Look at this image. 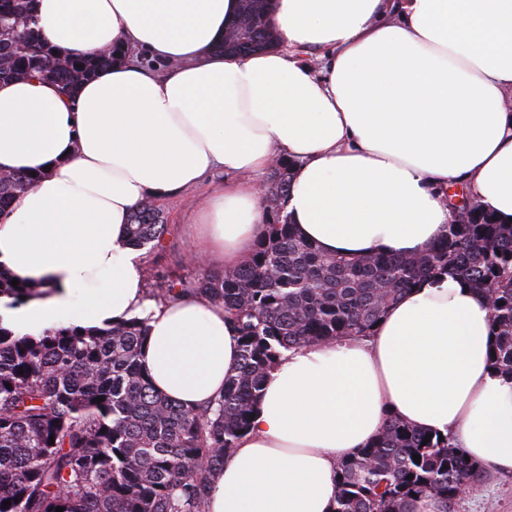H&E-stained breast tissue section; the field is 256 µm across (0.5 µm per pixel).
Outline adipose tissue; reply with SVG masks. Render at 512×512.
<instances>
[{"instance_id":"obj_1","label":"adipose tissue","mask_w":512,"mask_h":512,"mask_svg":"<svg viewBox=\"0 0 512 512\" xmlns=\"http://www.w3.org/2000/svg\"><path fill=\"white\" fill-rule=\"evenodd\" d=\"M238 7L38 0L33 25L60 53L118 58L70 95L0 82V173L40 176L0 222V267L39 290L9 317L25 331L146 318L141 361L187 409L223 392L238 338L222 306L146 300L128 234L144 202L218 179L193 244L228 269L268 233L259 179L281 156L296 162L288 219L328 255L420 251L446 231L452 185L512 222V0H270L276 44L229 56ZM491 344L487 296L446 276L373 335L284 352L205 512H332L337 463L389 414L512 472V380Z\"/></svg>"}]
</instances>
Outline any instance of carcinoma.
<instances>
[{"instance_id": "obj_1", "label": "carcinoma", "mask_w": 512, "mask_h": 512, "mask_svg": "<svg viewBox=\"0 0 512 512\" xmlns=\"http://www.w3.org/2000/svg\"><path fill=\"white\" fill-rule=\"evenodd\" d=\"M232 27L247 41L224 54L267 45L268 0H240ZM34 0H0V80L38 75L64 92L112 64L114 50L63 57L32 26ZM293 162L271 170L269 233L247 265L209 270L181 293L221 304L238 333L240 364L224 393L202 410L156 393L140 361L146 319L103 327L58 326L23 333L0 311V512H204L211 478L247 433L266 374L286 351L373 334L405 291L448 274L493 296L491 368L512 379V224L476 202L470 223L450 224L412 255L325 256L288 221ZM30 174L0 175V218L33 189ZM151 202L131 215L136 247L160 239ZM0 271V306L36 293ZM102 396L104 400L95 401ZM386 417L376 438L336 466L334 512H407L423 497L451 512L484 476L467 453L434 434ZM421 460L416 462L413 456ZM10 505L3 506V501Z\"/></svg>"}]
</instances>
